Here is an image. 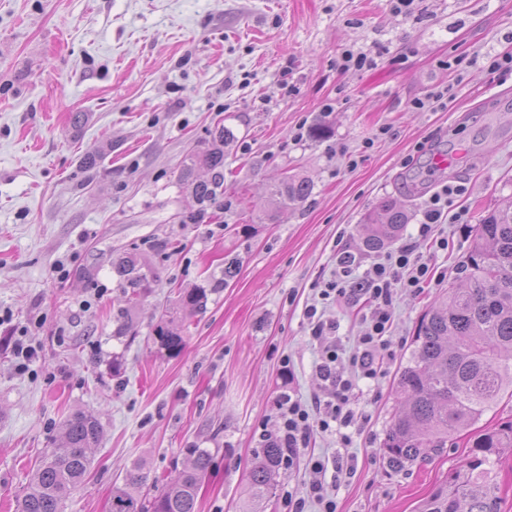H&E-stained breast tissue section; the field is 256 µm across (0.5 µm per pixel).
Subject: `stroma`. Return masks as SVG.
I'll return each mask as SVG.
<instances>
[{
	"mask_svg": "<svg viewBox=\"0 0 512 512\" xmlns=\"http://www.w3.org/2000/svg\"><path fill=\"white\" fill-rule=\"evenodd\" d=\"M348 47L379 51L376 67L338 70ZM489 52H512V0H420L410 16L386 0H0V512H16L29 470L75 411L97 418L102 437L65 512H111L127 466L166 481L191 448L214 451L198 512H240L280 395L307 403L321 392L323 347L304 317L314 282L343 250L371 266L361 221L383 198L408 211L402 245L428 197L459 182L454 209L467 222L443 217L447 249L418 244L436 278L394 298L397 355L362 386L354 468L336 492L337 512H414L467 450L387 470L397 375L422 313L461 280L482 216L512 200V74L491 78ZM458 55L459 78L440 66ZM447 84V108H412ZM223 125L235 133L224 196L200 215L179 171ZM96 151L103 160L85 169ZM289 173L312 182L311 196L271 201L268 184ZM128 253L158 278L134 335L118 338L112 263ZM198 285L210 291L205 310L174 307L177 289ZM162 306L185 336L174 356L150 338ZM20 337L36 351L24 371L11 352ZM314 478L302 458L279 469L259 512H288L287 492Z\"/></svg>",
	"mask_w": 512,
	"mask_h": 512,
	"instance_id": "35a3bbf8",
	"label": "stroma"
}]
</instances>
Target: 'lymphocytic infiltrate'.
<instances>
[{
  "label": "lymphocytic infiltrate",
  "instance_id": "f902f5d3",
  "mask_svg": "<svg viewBox=\"0 0 512 512\" xmlns=\"http://www.w3.org/2000/svg\"><path fill=\"white\" fill-rule=\"evenodd\" d=\"M464 191L461 185L446 186L430 196L418 226L417 241L432 240L437 247L447 248V239L436 238V227L443 213L452 207L455 196ZM416 243L402 245L374 262L362 285L355 276L357 258L342 253L331 279L318 284L316 295L305 308L311 338L325 345L315 370L325 393L308 403L295 399L293 394H282L277 404L279 428L275 439L287 448L292 460L300 451L308 449L318 434L335 437L340 450L330 457L309 456V466L317 478L309 484L305 496H289L288 512H305L310 501L319 504L321 512H336L335 491L352 470L345 450L364 419L359 407L358 383L378 380L385 365L396 356L391 338L393 298L401 288L422 292L434 277L431 266L418 255ZM326 304L363 305L362 332L353 352H345L341 344L330 342L329 337L337 326L324 321L318 312L319 306Z\"/></svg>",
  "mask_w": 512,
  "mask_h": 512
}]
</instances>
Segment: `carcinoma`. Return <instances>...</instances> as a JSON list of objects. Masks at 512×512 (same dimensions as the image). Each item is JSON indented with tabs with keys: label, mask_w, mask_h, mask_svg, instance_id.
Here are the masks:
<instances>
[{
	"label": "carcinoma",
	"mask_w": 512,
	"mask_h": 512,
	"mask_svg": "<svg viewBox=\"0 0 512 512\" xmlns=\"http://www.w3.org/2000/svg\"><path fill=\"white\" fill-rule=\"evenodd\" d=\"M235 138L229 127L220 128L212 147L185 159L179 179L192 185L198 212L224 196V143ZM212 172L195 180L196 169ZM312 183L287 175L269 185L272 198L292 205L304 202ZM407 211L385 199L364 217L363 248L377 252L392 243ZM113 268L125 307L120 310L115 335L129 331L128 312L156 278L136 259L123 257ZM465 284L448 289L422 316L406 364L400 368L397 388L400 407L382 442L386 468L400 472L419 461L442 454L461 431L493 410L505 394L512 395V201L482 217L477 234L460 265ZM207 289L178 293L177 303L191 313L206 309ZM164 310L154 327V338L169 354L185 345L184 336L169 326ZM61 443L46 453L29 476L17 501L18 512H64L71 491L84 479L92 463L91 450L102 429L97 419L81 412L61 423ZM512 448V420L485 430L472 442L465 461L448 475L417 507V512H500V486L495 467L500 449ZM189 465L163 484L147 485L143 465L125 470L112 487V512H195L199 487L212 464L208 448L189 449ZM285 449L265 444L255 454L250 471V500L244 512L276 493L275 474Z\"/></svg>",
	"instance_id": "1"
}]
</instances>
